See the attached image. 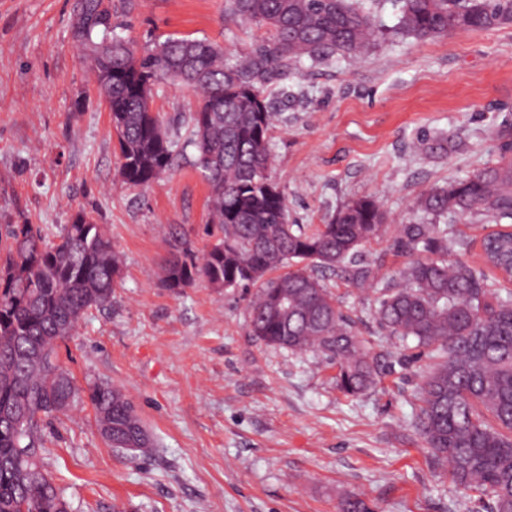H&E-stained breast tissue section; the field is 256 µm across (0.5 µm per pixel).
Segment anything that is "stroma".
Returning a JSON list of instances; mask_svg holds the SVG:
<instances>
[{"mask_svg":"<svg viewBox=\"0 0 512 512\" xmlns=\"http://www.w3.org/2000/svg\"><path fill=\"white\" fill-rule=\"evenodd\" d=\"M74 3L0 0V231L52 232L81 209L105 225L122 280L59 356L80 387L123 389L155 448L136 458L110 447L87 403L53 420L43 463L71 512H343L352 494L373 512H490L491 498L458 487L416 433L417 376L430 361L395 363L399 342L378 326L371 291L334 287L382 366L377 384L352 398L325 357L249 336L244 291L164 287L171 241L199 253L211 242L208 186L187 144L196 96L156 86L153 109L181 149L148 188L122 185L110 113L72 40ZM112 11L138 49L191 36L241 57L265 35L226 19L224 0H112ZM265 94L271 172L293 219L328 223L362 195L407 219L423 191L496 162L490 131L512 118V25L382 39L360 59L304 61ZM438 135L455 148L413 153L417 138ZM493 229L448 221L449 244L470 241L469 262L492 281L480 241Z\"/></svg>","mask_w":512,"mask_h":512,"instance_id":"stroma-1","label":"stroma"}]
</instances>
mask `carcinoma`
Returning a JSON list of instances; mask_svg holds the SVG:
<instances>
[{"label": "carcinoma", "mask_w": 512, "mask_h": 512, "mask_svg": "<svg viewBox=\"0 0 512 512\" xmlns=\"http://www.w3.org/2000/svg\"><path fill=\"white\" fill-rule=\"evenodd\" d=\"M390 3L392 27L381 3L365 9L358 0H224V13L238 23L270 29L243 60L188 37L154 39L138 51L116 32L105 0H76L72 39L108 106L125 185L145 187L174 162V135L151 107L155 86L170 81L197 93L188 126L209 187L214 242L200 255L184 242L170 244L165 287L255 290L248 334L336 363V387L347 396L374 387L380 366L329 281L374 289L379 327L433 358L418 386L417 434L458 485L490 494L491 512H512V289L492 287L464 259L465 241L448 257L444 224L450 217L512 221V121L491 131L496 163L425 190L414 203L416 217L396 225L392 246L408 258L398 285L379 278L365 253L392 223L375 197L349 199L327 224H291L287 198L269 173L273 113L265 87L303 59L360 56L388 35L424 41L512 24V0ZM451 142L423 138L414 151L438 154ZM0 250V411L28 416L19 434L0 424V512H59L64 497L40 457L42 418L87 400L112 447L144 455L153 447L121 389L102 381L80 389L58 353L87 310L112 302L121 260L103 225L83 210L51 237L31 224H8ZM481 250L485 263L512 281V230L486 234Z\"/></svg>", "instance_id": "carcinoma-1"}]
</instances>
